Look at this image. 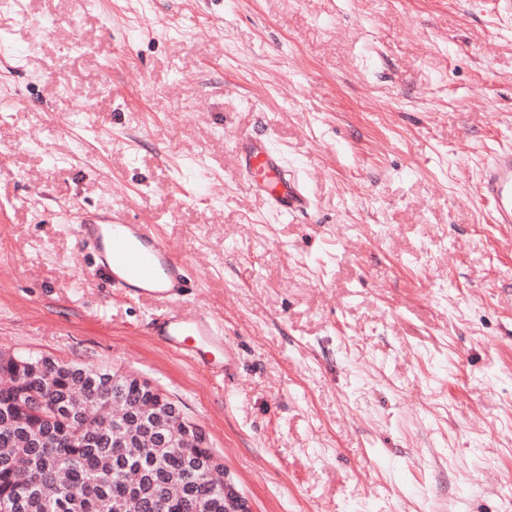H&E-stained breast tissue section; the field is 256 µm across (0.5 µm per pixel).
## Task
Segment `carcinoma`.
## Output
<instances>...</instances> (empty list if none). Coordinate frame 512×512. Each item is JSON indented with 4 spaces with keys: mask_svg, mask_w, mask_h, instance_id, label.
<instances>
[{
    "mask_svg": "<svg viewBox=\"0 0 512 512\" xmlns=\"http://www.w3.org/2000/svg\"><path fill=\"white\" fill-rule=\"evenodd\" d=\"M90 369L58 366L52 395L54 421L37 409L46 376L26 383L31 401L18 402L11 361H0V498L20 501L17 512H233L224 490L198 477L187 452L204 448H155L126 415H113L112 399L94 402ZM123 408L140 411L150 397L117 389Z\"/></svg>",
    "mask_w": 512,
    "mask_h": 512,
    "instance_id": "cac0c4a2",
    "label": "carcinoma"
}]
</instances>
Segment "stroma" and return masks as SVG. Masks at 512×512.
<instances>
[{
	"mask_svg": "<svg viewBox=\"0 0 512 512\" xmlns=\"http://www.w3.org/2000/svg\"><path fill=\"white\" fill-rule=\"evenodd\" d=\"M0 42V350L121 370L250 512H512V0H16ZM52 19L45 33L36 20ZM267 135L306 188L238 175ZM152 225L230 373L94 276L76 212ZM237 149L245 182L273 211L288 216L311 207L310 196L303 185L288 174L283 156L271 147L269 140L241 133ZM479 202L487 205L495 224L512 225V150L503 149L485 163L476 187Z\"/></svg>",
	"mask_w": 512,
	"mask_h": 512,
	"instance_id": "35a3bbf8",
	"label": "stroma"
}]
</instances>
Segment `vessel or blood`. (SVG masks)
Segmentation results:
<instances>
[{
	"label": "vessel or blood",
	"mask_w": 512,
	"mask_h": 512,
	"mask_svg": "<svg viewBox=\"0 0 512 512\" xmlns=\"http://www.w3.org/2000/svg\"><path fill=\"white\" fill-rule=\"evenodd\" d=\"M241 171L248 187L281 215L309 209L312 201L291 174L282 155L266 140L243 133L237 145ZM494 223L512 225V150L493 154L476 187ZM78 234L94 250L96 276L137 298L172 303L188 286V269L147 224H131L118 212L79 213ZM158 336L175 352L202 365L224 344L223 329L203 314L171 312L156 324Z\"/></svg>",
	"instance_id": "obj_1"
}]
</instances>
